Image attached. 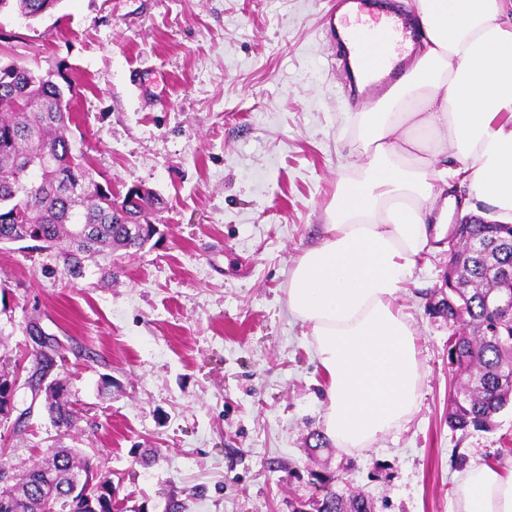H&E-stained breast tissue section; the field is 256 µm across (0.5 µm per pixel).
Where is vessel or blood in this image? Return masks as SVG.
Listing matches in <instances>:
<instances>
[{"label": "vessel or blood", "mask_w": 512, "mask_h": 512, "mask_svg": "<svg viewBox=\"0 0 512 512\" xmlns=\"http://www.w3.org/2000/svg\"><path fill=\"white\" fill-rule=\"evenodd\" d=\"M341 23L353 37L359 59L376 81L389 78L393 51L398 50L410 24L405 16L365 18L363 0H342Z\"/></svg>", "instance_id": "vessel-or-blood-1"}]
</instances>
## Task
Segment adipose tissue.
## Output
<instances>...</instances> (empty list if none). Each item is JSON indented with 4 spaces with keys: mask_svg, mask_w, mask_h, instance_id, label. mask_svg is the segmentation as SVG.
Masks as SVG:
<instances>
[{
    "mask_svg": "<svg viewBox=\"0 0 512 512\" xmlns=\"http://www.w3.org/2000/svg\"><path fill=\"white\" fill-rule=\"evenodd\" d=\"M420 45L378 104L358 113L363 163L336 186L326 235L298 259L290 313L309 328L326 386L323 433L364 449L415 410L424 376L396 301L454 174L512 222V0H414ZM456 512H512V464L467 468Z\"/></svg>",
    "mask_w": 512,
    "mask_h": 512,
    "instance_id": "adipose-tissue-1",
    "label": "adipose tissue"
}]
</instances>
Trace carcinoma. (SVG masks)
<instances>
[{"label": "carcinoma", "mask_w": 512, "mask_h": 512, "mask_svg": "<svg viewBox=\"0 0 512 512\" xmlns=\"http://www.w3.org/2000/svg\"><path fill=\"white\" fill-rule=\"evenodd\" d=\"M16 3L35 19L62 0H0V12ZM77 85L59 84L17 63L0 64V245L32 243L34 249L65 244L59 252L71 281L85 276L86 259L116 250H141L157 233L152 218L160 205L147 190L126 192L112 207V188L95 181L84 157L66 135ZM448 266V297L437 313L448 318V364L467 381L448 395V425L455 431L484 430L494 415L512 405V312L491 303V291H512V224H454ZM481 243L473 249L471 244ZM13 398L7 373H0V415ZM44 407L58 429L72 427L76 411L67 383L54 380ZM54 468L40 463L16 472L0 458V512H112V500L89 494L67 506L75 475L95 471L90 458L67 447L49 449ZM311 497V512H373L361 494H344L324 484Z\"/></svg>", "instance_id": "obj_1"}]
</instances>
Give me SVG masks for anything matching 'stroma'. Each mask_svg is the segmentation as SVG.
<instances>
[{
  "label": "stroma",
  "mask_w": 512,
  "mask_h": 512,
  "mask_svg": "<svg viewBox=\"0 0 512 512\" xmlns=\"http://www.w3.org/2000/svg\"><path fill=\"white\" fill-rule=\"evenodd\" d=\"M338 0H62L0 15V64L67 65L71 134L97 181L157 192L159 232L68 284L57 251L0 245V361L28 377L39 322L77 411L58 436L28 390L0 419L17 469L56 440L112 480V512H297L317 479L374 512H454L468 467L512 461V408L488 431H452L448 241L418 261L397 305L424 369L410 421L364 450H311L324 378L287 304L290 272L325 235L337 182L362 160L351 89L330 29ZM110 389H103L104 380ZM15 2L22 16L35 19L55 10L62 0H0V14Z\"/></svg>",
  "instance_id": "stroma-1"
}]
</instances>
